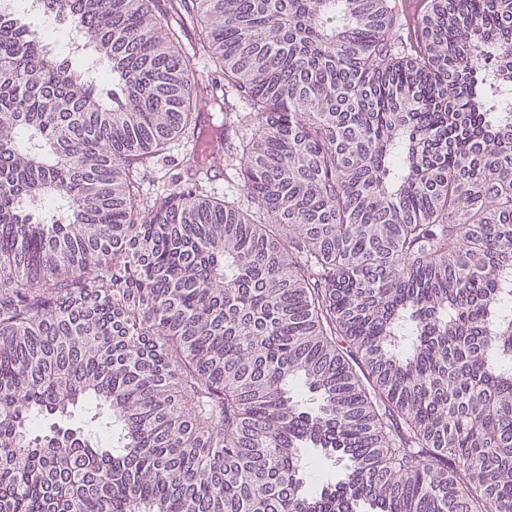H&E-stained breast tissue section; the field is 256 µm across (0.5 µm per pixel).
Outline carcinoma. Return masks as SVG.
<instances>
[{"label":"carcinoma","mask_w":512,"mask_h":512,"mask_svg":"<svg viewBox=\"0 0 512 512\" xmlns=\"http://www.w3.org/2000/svg\"><path fill=\"white\" fill-rule=\"evenodd\" d=\"M40 2L78 37L0 12V512H512V0ZM179 162V152L174 151L171 154V157H168L166 161H164L163 163L161 162L155 169H151L150 171H148L146 173L147 177H145V189L149 188V191H152L153 188H156L157 183H155V186L153 187L152 182L151 184H149V181H151L155 177H160L165 173L167 174V180L169 179L171 181L172 179H177V177H179V174L181 173Z\"/></svg>","instance_id":"cac0c4a2"}]
</instances>
